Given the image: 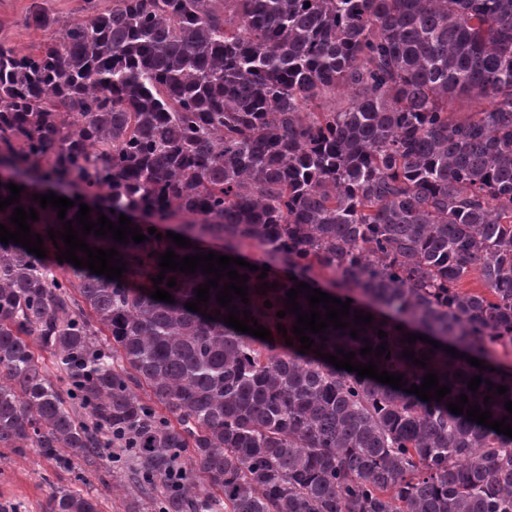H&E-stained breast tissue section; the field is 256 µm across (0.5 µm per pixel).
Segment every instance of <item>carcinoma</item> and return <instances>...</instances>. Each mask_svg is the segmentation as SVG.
<instances>
[{
  "label": "carcinoma",
  "mask_w": 512,
  "mask_h": 512,
  "mask_svg": "<svg viewBox=\"0 0 512 512\" xmlns=\"http://www.w3.org/2000/svg\"><path fill=\"white\" fill-rule=\"evenodd\" d=\"M83 3L78 22L32 7L25 25L49 34L35 53L0 44V196L24 186L46 249L0 243V448L71 473L80 458L105 484L127 457L156 512H512V438L447 408L464 393L512 424L497 357L512 356V0ZM43 185L83 187L94 222L153 218L132 222L140 244L86 237L123 255L122 281L56 260ZM207 241L296 276L236 267L234 304L270 340L186 309L200 270L166 274L174 302L150 297L159 255ZM473 270L486 293L460 288ZM320 278L374 320L314 344L366 364L363 339L386 340L379 370L418 386L433 370L451 393L423 401L298 352L295 315L276 313ZM408 333L496 371L441 349L414 365L402 351L431 345ZM49 506L100 512L63 487Z\"/></svg>",
  "instance_id": "obj_1"
}]
</instances>
